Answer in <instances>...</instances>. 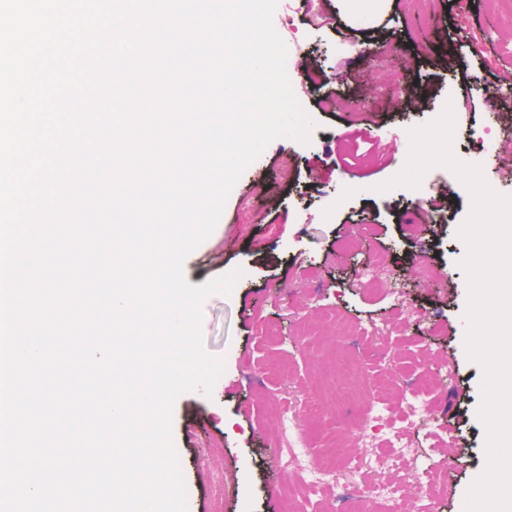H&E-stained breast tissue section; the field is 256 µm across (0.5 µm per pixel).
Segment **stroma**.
I'll return each mask as SVG.
<instances>
[{
    "label": "stroma",
    "mask_w": 512,
    "mask_h": 512,
    "mask_svg": "<svg viewBox=\"0 0 512 512\" xmlns=\"http://www.w3.org/2000/svg\"><path fill=\"white\" fill-rule=\"evenodd\" d=\"M371 0L364 22L338 0H279L273 24L288 48L287 74L314 121L309 143L271 142L233 187L213 233L185 260L198 286L233 269L230 294L209 296L201 332L225 371L211 395H181L172 438L188 512H282L293 470L280 466L278 409L312 434L326 462L353 455L354 469L323 495L298 496V512H376L372 484L397 481L376 461L383 436L369 431L386 385L410 394L426 383L432 412L409 430L412 482L431 460L450 456L452 488L432 512H463L485 466L486 429L477 415L480 366L467 357L466 245L457 231L470 210L448 169L436 190L394 177L410 128L445 102L456 115L454 152L475 155L488 183L512 195V141L481 153L472 128L498 129L512 105L486 102L485 88L512 87V9L494 0ZM483 31L473 51L460 28ZM444 199L442 223L429 203ZM384 258L386 298L362 279Z\"/></svg>",
    "instance_id": "1"
}]
</instances>
